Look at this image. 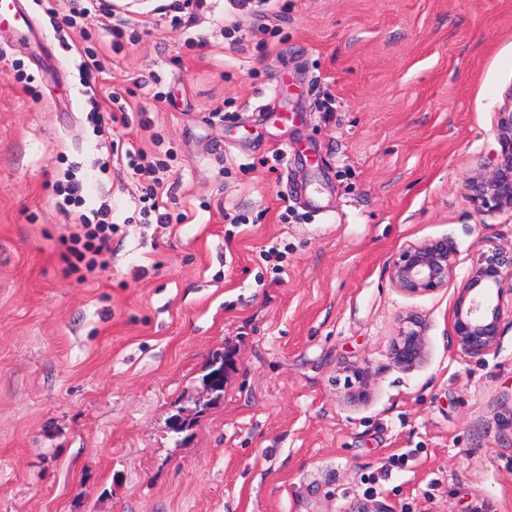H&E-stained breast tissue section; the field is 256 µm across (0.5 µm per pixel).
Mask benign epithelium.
I'll return each instance as SVG.
<instances>
[{
    "label": "benign epithelium",
    "mask_w": 512,
    "mask_h": 512,
    "mask_svg": "<svg viewBox=\"0 0 512 512\" xmlns=\"http://www.w3.org/2000/svg\"><path fill=\"white\" fill-rule=\"evenodd\" d=\"M501 153L497 163L467 179L465 190L473 202L488 211H512V107L498 113ZM455 253L448 240L405 245L389 264L392 285L408 296H427L448 287L455 269ZM512 297V247L492 245L480 251L459 286L451 341L464 354L480 358L501 335L505 298ZM426 322L416 313L406 315L389 344V357L411 370L426 359ZM352 398L361 399L370 386L367 372H354ZM345 512H392L375 499L352 503Z\"/></svg>",
    "instance_id": "1"
}]
</instances>
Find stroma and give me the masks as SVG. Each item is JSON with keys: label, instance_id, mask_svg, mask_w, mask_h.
<instances>
[{"label": "stroma", "instance_id": "obj_1", "mask_svg": "<svg viewBox=\"0 0 512 512\" xmlns=\"http://www.w3.org/2000/svg\"><path fill=\"white\" fill-rule=\"evenodd\" d=\"M16 3L0 18V512H512V320L482 358L451 342L480 245H512V212L463 189L500 150L512 0ZM89 52L130 126L89 99ZM132 148L172 153L182 223L134 219ZM66 175L80 209L59 204ZM103 205L112 259L81 283L60 239ZM442 238L447 288L401 294L389 261ZM410 311L428 355L408 371L388 345ZM219 355L224 396L198 411Z\"/></svg>", "mask_w": 512, "mask_h": 512}]
</instances>
